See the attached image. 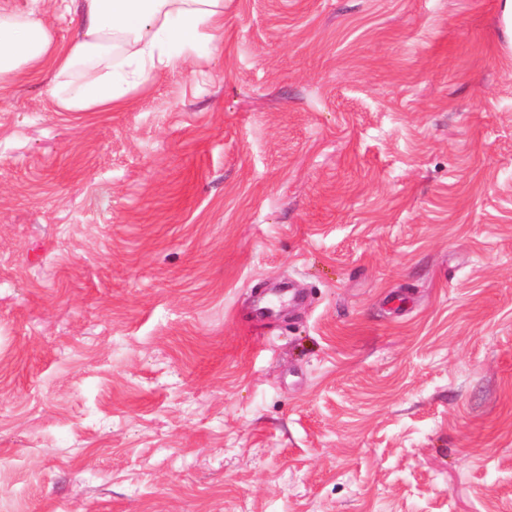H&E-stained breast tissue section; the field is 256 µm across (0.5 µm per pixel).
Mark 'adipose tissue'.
Wrapping results in <instances>:
<instances>
[{
	"mask_svg": "<svg viewBox=\"0 0 512 512\" xmlns=\"http://www.w3.org/2000/svg\"><path fill=\"white\" fill-rule=\"evenodd\" d=\"M29 10L0 7V84L47 74L62 112H112L151 71L224 36V0H61L80 31L57 43L41 19L45 0Z\"/></svg>",
	"mask_w": 512,
	"mask_h": 512,
	"instance_id": "obj_1",
	"label": "adipose tissue"
}]
</instances>
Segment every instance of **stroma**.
Masks as SVG:
<instances>
[{"label":"stroma","mask_w":512,"mask_h":512,"mask_svg":"<svg viewBox=\"0 0 512 512\" xmlns=\"http://www.w3.org/2000/svg\"><path fill=\"white\" fill-rule=\"evenodd\" d=\"M503 3L224 0L117 111L0 89V512H512Z\"/></svg>","instance_id":"stroma-1"}]
</instances>
